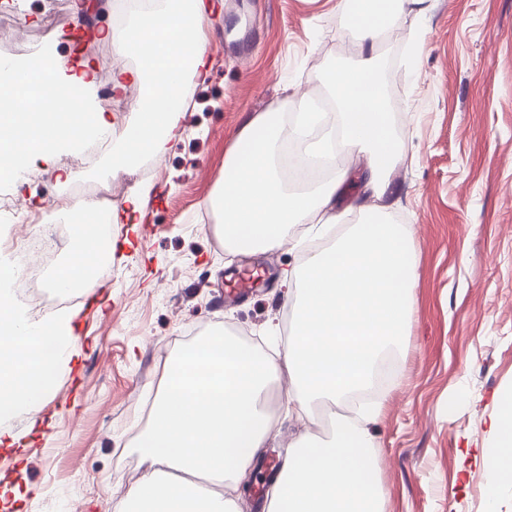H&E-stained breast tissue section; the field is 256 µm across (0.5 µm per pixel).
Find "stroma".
Masks as SVG:
<instances>
[{"label":"stroma","instance_id":"1","mask_svg":"<svg viewBox=\"0 0 512 512\" xmlns=\"http://www.w3.org/2000/svg\"><path fill=\"white\" fill-rule=\"evenodd\" d=\"M205 24L211 67L188 83L182 140L153 165L143 223L102 226L113 247L78 291L68 368L45 400L10 422L17 445L0 446V489L25 491L0 512H115L146 466L132 446L166 358L190 331L245 334L264 342L268 322L289 332L283 270L301 265L324 235L293 230V242L249 255L224 247L209 198L224 156L252 114L290 112L289 90L329 97L336 63L375 56L393 77L391 126L402 160L388 210L410 226L416 254L409 333L373 431L384 512H488L482 457L493 445L498 398L512 389V0H410L393 31L373 45L350 29L349 0H217ZM79 0H0V58L70 55ZM422 40L420 57L409 46ZM61 150L56 183L28 159L0 195L20 212L0 239L34 224L60 225L61 201L81 182L104 184L122 156L117 140L92 159ZM289 380L273 390L274 460L317 422L289 411Z\"/></svg>","mask_w":512,"mask_h":512}]
</instances>
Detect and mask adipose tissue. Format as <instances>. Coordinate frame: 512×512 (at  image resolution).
<instances>
[{"instance_id": "ef3b65f1", "label": "adipose tissue", "mask_w": 512, "mask_h": 512, "mask_svg": "<svg viewBox=\"0 0 512 512\" xmlns=\"http://www.w3.org/2000/svg\"><path fill=\"white\" fill-rule=\"evenodd\" d=\"M404 0H354L350 25L360 41L390 27ZM209 0H171L163 13H138L127 31L103 28V38L125 47L148 38L157 49L140 67L112 72L114 88L147 82L150 91L134 104L132 125L118 142L130 156H164L179 136L175 113L187 105L182 75L202 74L208 63L203 24ZM329 85L336 123L319 139L311 132L316 113L298 99L293 133L308 155L337 151L364 156L365 166L337 169L331 178L290 190L275 163L284 128L281 113L252 116L224 156V179L209 204L219 215L226 248L256 254L279 247L296 225L323 233L335 223L339 189L357 183L366 202L356 224L328 249L300 267L285 270L296 284L294 326L284 349L263 350L218 331L171 355L135 449L148 467L124 495L120 512H237L234 499L251 462L267 441V405L272 384L288 376V400L305 414L328 412L326 437L300 435L285 450L273 488L270 512H382L384 488L378 474V442L370 423L378 416L366 405L340 414L349 393L366 388L379 354L398 345L411 321L415 259L407 227L393 223L385 200L396 189L391 175L401 160L378 66L368 59L334 69ZM96 67L81 56L63 61L47 54L0 62V96L26 102L33 120L0 108V179L12 178L24 156L52 158L60 148L112 128L94 102ZM78 232L73 258L57 275L58 289L72 288L96 262L85 245V227L115 224L113 210L92 201L65 202ZM74 313L32 322L0 289V422L31 409L55 386L71 356ZM492 423L495 446L483 457L492 495L512 487V390L499 397Z\"/></svg>"}]
</instances>
